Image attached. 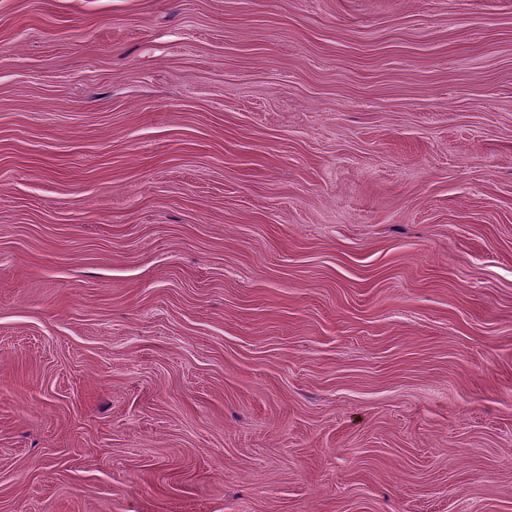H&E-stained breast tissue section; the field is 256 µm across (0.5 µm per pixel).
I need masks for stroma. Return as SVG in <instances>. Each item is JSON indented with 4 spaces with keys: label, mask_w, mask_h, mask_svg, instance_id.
Here are the masks:
<instances>
[{
    "label": "stroma",
    "mask_w": 512,
    "mask_h": 512,
    "mask_svg": "<svg viewBox=\"0 0 512 512\" xmlns=\"http://www.w3.org/2000/svg\"><path fill=\"white\" fill-rule=\"evenodd\" d=\"M0 512H512V0H0Z\"/></svg>",
    "instance_id": "obj_1"
}]
</instances>
